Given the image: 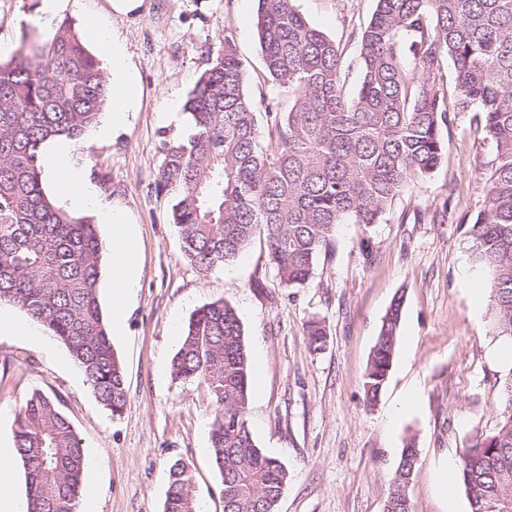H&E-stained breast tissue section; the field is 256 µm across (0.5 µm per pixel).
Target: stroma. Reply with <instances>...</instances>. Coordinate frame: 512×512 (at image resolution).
<instances>
[{
	"instance_id": "obj_1",
	"label": "stroma",
	"mask_w": 512,
	"mask_h": 512,
	"mask_svg": "<svg viewBox=\"0 0 512 512\" xmlns=\"http://www.w3.org/2000/svg\"><path fill=\"white\" fill-rule=\"evenodd\" d=\"M41 0H0V62L31 38L48 41L56 21ZM307 22L340 43L350 66L347 94L360 82L351 32L367 23L376 0H295ZM257 0H143L119 21L141 86L129 130L113 142L75 144L72 157L97 190L85 214L109 240L105 217L124 209L142 241L141 277L128 304L126 334L114 340L126 379L127 406L114 415L97 401L67 349L0 335V439L12 441L22 399L33 390L58 397L91 466L84 476L96 512H163L168 469L178 459L195 471L194 496L224 512L221 478L210 456L216 414L207 387L175 379L178 342L198 308L223 300L238 311L249 353L265 360L251 392L248 425L259 448L290 473L278 512H384L406 442L419 462L409 493L414 512H469L458 477L441 466L475 436L495 430L497 380L512 367V343L490 325L486 276L472 256L470 229L483 210L494 151L469 112H453L443 131L448 155L428 178L411 181L382 220L368 229L339 225L313 279L279 287L265 274L263 242L223 268L200 274L186 259L172 221V191L158 185L163 138L184 127L166 121L169 100L185 102L204 67L202 52L232 32L254 99L293 98L267 75L259 44ZM371 247L362 250L361 238ZM402 297L395 358L375 406L364 381L381 320ZM321 321L325 347L309 348L306 326Z\"/></svg>"
}]
</instances>
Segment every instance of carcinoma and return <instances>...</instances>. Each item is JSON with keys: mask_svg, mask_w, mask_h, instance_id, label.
I'll return each mask as SVG.
<instances>
[{"mask_svg": "<svg viewBox=\"0 0 512 512\" xmlns=\"http://www.w3.org/2000/svg\"><path fill=\"white\" fill-rule=\"evenodd\" d=\"M257 16L265 69L294 105L280 112L275 99L258 105L249 96L232 33L207 48L185 102L195 132L162 142L158 179L176 194L172 220L186 258L207 275L260 238L280 286L308 283L337 227L379 223L409 181L441 164L449 113L473 112L495 158L472 251L487 273L493 332L512 342V0H377L357 32L362 76L353 97L340 45L294 0H258ZM108 95L105 69L66 18L49 42L0 64V303L26 311L62 343L98 402L119 415L127 390L100 303L97 225L55 206L38 164L47 139L81 141ZM401 316L397 297L370 355V406L392 366ZM308 336L312 351L324 349L321 322H309ZM171 370L205 384L217 406L209 441L224 512H277L290 474L248 426L251 361L236 308L219 300L197 309ZM498 407L496 431L464 449L458 470L468 503L494 500L497 512H512V367L499 377ZM14 446L28 512H76L87 459L58 399L39 390L25 397ZM417 464V449L403 448L384 512H413ZM193 484L192 466L174 461L163 512H198Z\"/></svg>", "mask_w": 512, "mask_h": 512, "instance_id": "1", "label": "carcinoma"}]
</instances>
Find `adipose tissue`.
Wrapping results in <instances>:
<instances>
[{
	"instance_id": "1",
	"label": "adipose tissue",
	"mask_w": 512,
	"mask_h": 512,
	"mask_svg": "<svg viewBox=\"0 0 512 512\" xmlns=\"http://www.w3.org/2000/svg\"><path fill=\"white\" fill-rule=\"evenodd\" d=\"M142 4L143 0H111V19L93 17L86 24V40L105 51L112 74V109L94 132V143L102 144L109 136L120 135L129 127L136 111L140 93L138 76L123 40L118 31L112 30L110 22L136 13ZM71 151L72 142L66 137L48 139L40 155L43 178L65 206L86 209L94 205L96 192L73 165ZM109 220L112 224V333L119 336L124 331L129 296L140 278L142 242L123 209H113Z\"/></svg>"
}]
</instances>
